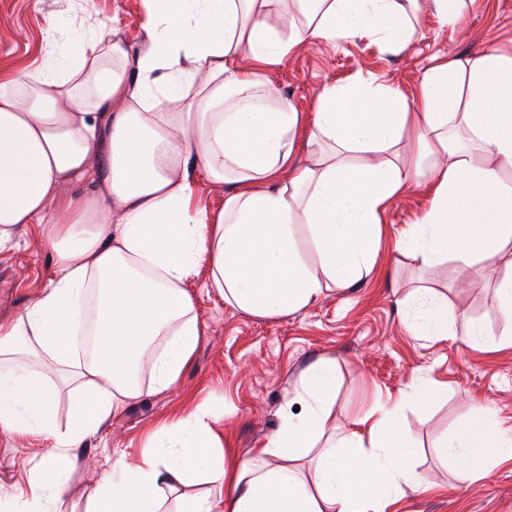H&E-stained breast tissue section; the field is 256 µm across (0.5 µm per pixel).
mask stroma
Here are the masks:
<instances>
[{
    "mask_svg": "<svg viewBox=\"0 0 512 512\" xmlns=\"http://www.w3.org/2000/svg\"><path fill=\"white\" fill-rule=\"evenodd\" d=\"M145 20L144 0H0V71H33L46 53L62 49L70 28L106 23L138 44ZM425 37L409 50L384 54L363 43H317L267 71L270 83L303 114L315 110L323 84L356 76H377L411 93L432 57H464L512 42V0H483L467 10L456 30L444 32L433 20ZM425 207L411 189L390 206L380 226V247L372 270L348 288H333L315 306L279 318L246 314L225 303L208 285V262L199 258L187 281L204 334L191 363L170 389L143 395L110 417L73 461L64 496L65 512H84L99 473L114 455L138 458L149 436L179 419L197 403L209 405L219 429L240 451L257 447L277 427L289 391L305 368L320 358L336 363L333 425L344 430L375 403L396 396L411 378L433 383L435 398L404 407L402 419L417 453L412 464L435 482L429 491L410 490L386 512H512V459L493 464L462 483L452 459L438 456L435 440L454 433L477 406L489 407L503 428L512 429V347L503 334L512 319L491 306L503 269L487 264L477 287H459L464 263L447 261L423 270L393 248L396 231ZM47 225L22 224L0 247V320L26 311L56 274ZM420 286L448 298L451 337L408 334L402 301ZM483 321L480 341L463 331L470 319ZM44 442L0 430V501L26 489L29 471L45 454Z\"/></svg>",
    "mask_w": 512,
    "mask_h": 512,
    "instance_id": "stroma-1",
    "label": "stroma"
}]
</instances>
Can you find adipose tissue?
I'll return each instance as SVG.
<instances>
[{
    "instance_id": "ef3b65f1",
    "label": "adipose tissue",
    "mask_w": 512,
    "mask_h": 512,
    "mask_svg": "<svg viewBox=\"0 0 512 512\" xmlns=\"http://www.w3.org/2000/svg\"><path fill=\"white\" fill-rule=\"evenodd\" d=\"M146 2L138 49L102 24L35 72H0V246L14 225L46 224L56 262L50 287L0 322V362L13 364L0 372V429L50 444L9 512H60L75 451L141 396V373L155 392L177 382L202 334L185 288L199 257L226 303L297 313L326 284L348 288L370 272L387 207L416 186L427 204L396 251L477 273L501 261L493 302L512 313V46L435 60L408 95L373 77L323 85L307 121L263 76L316 42L401 53L421 16L453 30L480 0ZM161 97L181 110L156 111ZM198 172L226 188L218 215L196 202ZM302 227L320 271L301 253ZM402 322L415 336L447 335V298L413 289ZM81 332L94 338L92 358L78 355ZM335 386L331 360L311 364L294 393L302 412L283 413L243 454L222 449L209 406L196 405L137 461L116 457L85 512H161L163 488L203 476L211 490L177 512H385L424 484L399 411L432 390L412 382L333 438ZM498 430L478 407L434 446L465 483L492 456L512 457ZM310 454L308 481L294 463Z\"/></svg>"
}]
</instances>
